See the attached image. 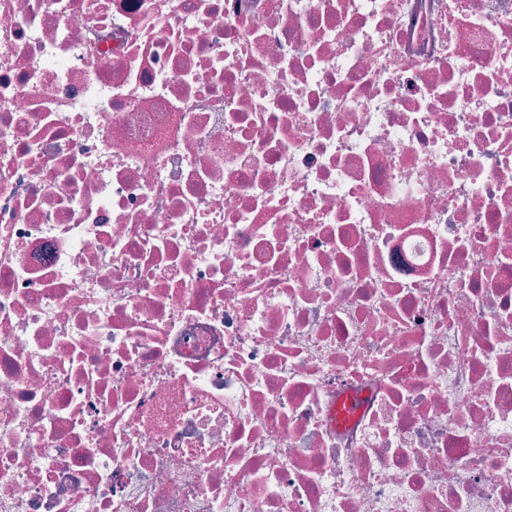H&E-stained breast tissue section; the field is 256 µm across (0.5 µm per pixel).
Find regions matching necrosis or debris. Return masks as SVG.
<instances>
[{
	"label": "necrosis or debris",
	"mask_w": 512,
	"mask_h": 512,
	"mask_svg": "<svg viewBox=\"0 0 512 512\" xmlns=\"http://www.w3.org/2000/svg\"><path fill=\"white\" fill-rule=\"evenodd\" d=\"M0 512H512V0H0Z\"/></svg>",
	"instance_id": "necrosis-or-debris-1"
}]
</instances>
